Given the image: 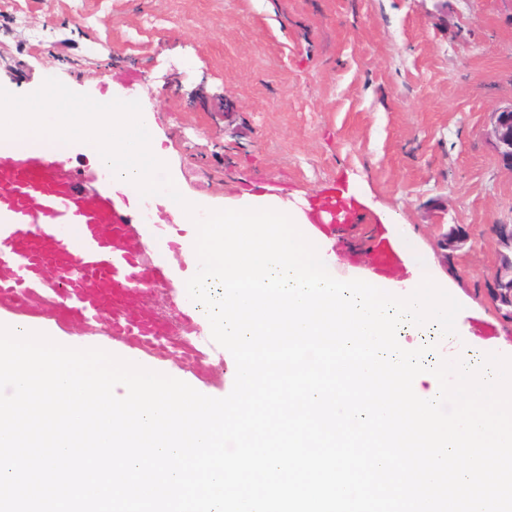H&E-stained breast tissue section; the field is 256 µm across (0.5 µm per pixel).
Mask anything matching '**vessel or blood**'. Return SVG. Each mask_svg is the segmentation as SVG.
<instances>
[{"label": "vessel or blood", "instance_id": "obj_1", "mask_svg": "<svg viewBox=\"0 0 512 512\" xmlns=\"http://www.w3.org/2000/svg\"><path fill=\"white\" fill-rule=\"evenodd\" d=\"M50 138L0 144V304L19 316L60 323L108 321L109 334L137 343L166 345L172 328L149 312L128 318L127 289L163 286L166 272L145 261L147 223L137 221L113 192L107 172L88 192L80 171L60 167ZM358 201L332 186L306 213L308 224L363 222Z\"/></svg>", "mask_w": 512, "mask_h": 512}]
</instances>
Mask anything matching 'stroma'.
I'll use <instances>...</instances> for the list:
<instances>
[{
	"mask_svg": "<svg viewBox=\"0 0 512 512\" xmlns=\"http://www.w3.org/2000/svg\"><path fill=\"white\" fill-rule=\"evenodd\" d=\"M49 77L139 100L159 159L200 209L239 206L256 179L297 206L347 184L367 220L327 233L336 277L375 271L383 246L406 254L392 279L434 275L463 307L456 335L434 336L435 360L466 346L512 356V328L482 293L496 262L487 228L512 222V173L486 138L512 103L505 0H0V86L25 95ZM147 203L151 257L185 273V224L161 195ZM443 224L471 232L452 261ZM146 306L176 343L140 347L142 363L228 395L232 369L173 288Z\"/></svg>",
	"mask_w": 512,
	"mask_h": 512,
	"instance_id": "obj_1",
	"label": "stroma"
}]
</instances>
